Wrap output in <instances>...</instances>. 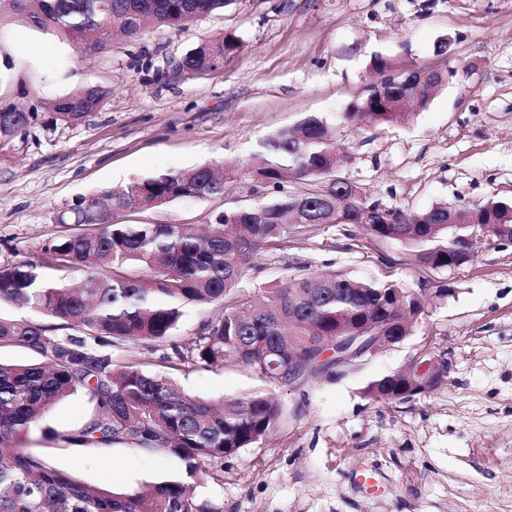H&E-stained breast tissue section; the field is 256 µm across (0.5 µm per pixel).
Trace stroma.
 I'll return each instance as SVG.
<instances>
[{
    "label": "stroma",
    "instance_id": "obj_1",
    "mask_svg": "<svg viewBox=\"0 0 512 512\" xmlns=\"http://www.w3.org/2000/svg\"><path fill=\"white\" fill-rule=\"evenodd\" d=\"M230 33L240 51L218 69L178 73L172 59ZM447 52H439L440 41ZM399 71L455 74L408 120L386 126L345 120L378 82L374 57ZM88 85L101 108L80 123L50 125L46 102ZM34 117L0 138V265L40 261L62 235L57 215L80 197L201 166L227 169L220 199H181L117 212L125 224H206L221 211L259 202L260 143L306 116L336 131V174L386 209L423 212L512 200V0H233L175 30L151 26L116 36L107 53L82 57L54 30L0 10V104ZM347 225L315 227L309 240L256 255L242 298L281 278L333 270L363 281L393 280L419 292L423 311L401 343L335 377L267 386L253 372L180 361L184 337L222 309H189L166 341L112 348L174 378L189 394L230 400L269 388L288 418L274 436L210 462L196 494L215 512H512V244L466 235L472 261L427 269L413 248ZM445 355L440 388L373 402L364 390L422 348ZM86 393L59 400L25 446L84 483L131 492L179 474L183 464L122 444L58 442L94 413ZM370 470L366 490L360 470Z\"/></svg>",
    "mask_w": 512,
    "mask_h": 512
}]
</instances>
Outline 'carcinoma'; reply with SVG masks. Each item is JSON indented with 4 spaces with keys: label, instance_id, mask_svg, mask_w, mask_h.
<instances>
[{
    "label": "carcinoma",
    "instance_id": "obj_1",
    "mask_svg": "<svg viewBox=\"0 0 512 512\" xmlns=\"http://www.w3.org/2000/svg\"><path fill=\"white\" fill-rule=\"evenodd\" d=\"M6 3L35 27L51 28L81 51L101 54L115 30L136 37L148 19L179 29L232 0H0V6ZM240 48L231 34L206 41L180 58L179 71L215 70ZM372 66L382 78L346 119L376 126L407 119L402 96L414 85L416 71L390 74V63L380 57ZM106 96L103 87L89 85L53 98L47 102L51 122L77 123ZM32 118L18 105L1 107L0 137ZM261 148V184L273 196L215 214L204 232L197 224L114 223L112 214L148 211L159 200L218 198L225 179L211 167L80 197L58 222L90 230L60 236L39 262L0 266V301L46 312L75 331L55 338L46 335L44 325L0 317V347H22L43 358L0 363V512H214L192 492L210 477L207 462L269 438L283 423V406L270 394L253 391L224 408L137 363L116 366L102 347L164 341L188 307L222 302L224 314L179 345L180 360L245 367L271 385H286L288 364L322 354L338 336L406 337L422 312V297L395 282H365L325 270L287 277L265 288L254 304L236 296L254 254L304 243L316 225L349 224L376 239L400 241L416 249L422 266L442 269L455 260L453 243L443 237L448 227L480 225L489 213L512 226V200L492 199L474 208L439 205L420 213L368 202L356 185L336 176L335 129L317 118L268 137ZM61 265L86 268L81 285L49 281L39 272ZM433 358L441 355L420 351V360L371 382L364 396L378 401L427 394L416 371ZM81 390L96 400V411L80 431L59 441L163 452L184 464L185 477L116 492L105 483H83L30 453L26 435L57 400Z\"/></svg>",
    "mask_w": 512,
    "mask_h": 512
}]
</instances>
